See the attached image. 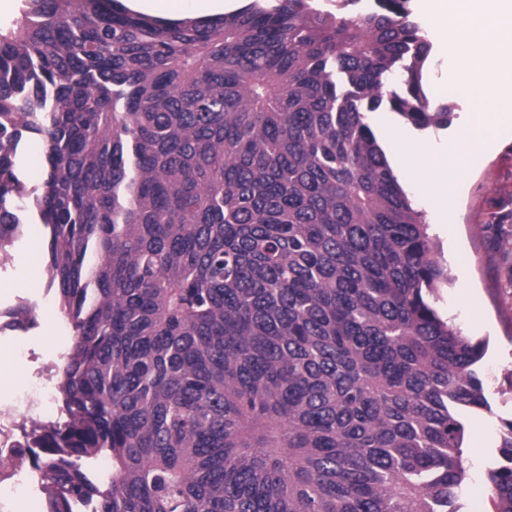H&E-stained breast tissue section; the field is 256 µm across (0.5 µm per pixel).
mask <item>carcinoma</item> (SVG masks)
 <instances>
[{
  "label": "carcinoma",
  "mask_w": 512,
  "mask_h": 512,
  "mask_svg": "<svg viewBox=\"0 0 512 512\" xmlns=\"http://www.w3.org/2000/svg\"><path fill=\"white\" fill-rule=\"evenodd\" d=\"M23 2L0 29V256L43 224L73 330L60 419L18 426L46 510L463 512L484 346L435 309L448 273L368 121L448 125L409 0L175 22ZM4 317L37 325L29 302ZM498 454L512 512V419ZM22 165L24 181L32 187L39 186L45 176L44 146L37 135H28L25 141ZM34 168L38 174H34Z\"/></svg>",
  "instance_id": "cac0c4a2"
}]
</instances>
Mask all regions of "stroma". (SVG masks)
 <instances>
[{
  "instance_id": "35a3bbf8",
  "label": "stroma",
  "mask_w": 512,
  "mask_h": 512,
  "mask_svg": "<svg viewBox=\"0 0 512 512\" xmlns=\"http://www.w3.org/2000/svg\"><path fill=\"white\" fill-rule=\"evenodd\" d=\"M434 240L448 270V283L439 292L437 309L463 335L488 344L478 370L490 407L469 418L464 464L470 487L462 499L465 512H488L484 473L498 461L502 423L512 418V143L488 156L468 177L455 241L439 234ZM44 242L42 225H29L12 260L0 266V307L27 300L41 313L36 327L0 334V351L6 353L17 376L16 383L0 385V409L4 411L36 369L62 366L65 350L58 339L71 333L54 296L45 289L44 277L22 262ZM21 344L31 350L32 360L16 358Z\"/></svg>"
}]
</instances>
